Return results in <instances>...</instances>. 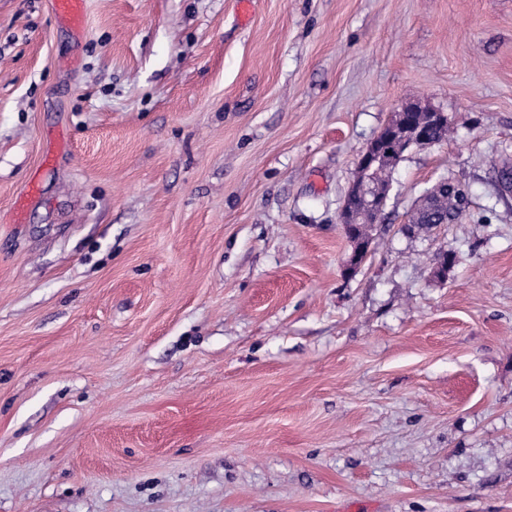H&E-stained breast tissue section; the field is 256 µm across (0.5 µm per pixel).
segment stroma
I'll list each match as a JSON object with an SVG mask.
<instances>
[{
    "label": "stroma",
    "instance_id": "stroma-1",
    "mask_svg": "<svg viewBox=\"0 0 512 512\" xmlns=\"http://www.w3.org/2000/svg\"><path fill=\"white\" fill-rule=\"evenodd\" d=\"M410 102L451 137L347 273ZM503 164L512 0H0V512H512ZM58 19L74 29H80L84 22L85 0H54ZM414 112H426V119H413ZM448 123V114L429 105L410 103L394 113L367 144L357 161L365 173L371 169L395 168L411 147H432L440 142L431 137V129ZM391 151V154H388ZM454 213L448 200V193H427L418 208L410 214L409 222L415 224L416 235L427 237L435 229V223L432 222L434 218L448 217Z\"/></svg>",
    "mask_w": 512,
    "mask_h": 512
}]
</instances>
